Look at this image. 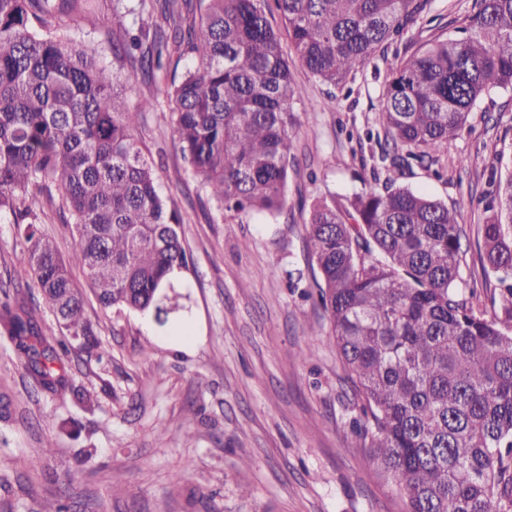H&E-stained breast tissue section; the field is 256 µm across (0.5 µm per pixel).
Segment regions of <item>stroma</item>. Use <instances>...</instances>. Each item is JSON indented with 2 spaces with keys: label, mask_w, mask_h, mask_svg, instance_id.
<instances>
[{
  "label": "stroma",
  "mask_w": 512,
  "mask_h": 512,
  "mask_svg": "<svg viewBox=\"0 0 512 512\" xmlns=\"http://www.w3.org/2000/svg\"><path fill=\"white\" fill-rule=\"evenodd\" d=\"M472 3L428 0L396 49L376 53L341 89L290 59L301 126L288 210L279 215L222 210L174 144L167 80L143 82L130 62L113 57L112 42L132 26L139 0H89L93 27L82 12L67 16L70 36L97 43L127 79L130 109L156 103L142 115L138 145L184 220L191 266L178 303L198 342L177 348L153 316L101 309L81 277L85 315L107 355H64L65 392L43 391L0 338V394L15 401L0 444V512H402L354 434L364 416L318 300L304 220L314 200L343 202L372 180L396 57L464 26ZM510 158L512 90H499L481 98L459 136L437 152L435 170L416 166L398 179L457 207L460 295L486 319L508 302L483 270L479 198L489 172ZM29 280L14 227L0 221V281ZM80 394L92 409L77 404ZM84 448L91 455L82 459ZM36 455L43 468L35 474L26 462Z\"/></svg>",
  "instance_id": "35a3bbf8"
}]
</instances>
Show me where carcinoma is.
I'll return each mask as SVG.
<instances>
[{
	"label": "carcinoma",
	"instance_id": "cac0c4a2",
	"mask_svg": "<svg viewBox=\"0 0 512 512\" xmlns=\"http://www.w3.org/2000/svg\"><path fill=\"white\" fill-rule=\"evenodd\" d=\"M265 0H140L124 56L151 81L163 59H189L167 96L184 158L226 211L287 204L298 91ZM296 59L345 86L414 23L426 0H276ZM77 0H0V217L65 339L45 335L36 305L0 289V335L50 393L61 354L106 351L85 317L73 268L104 310L171 308L163 292L189 269L183 220L135 138L137 113L91 41L55 23ZM467 35L435 38L392 71L380 123L387 171L429 167L477 101L512 89V0H473ZM159 12L164 24L157 23ZM46 192L73 238L69 259L21 206ZM482 225L488 268L512 291V169L490 177ZM458 211L398 186H368L340 205L315 201L305 222L320 300L356 397V431L404 512H512V307L476 315L459 295Z\"/></svg>",
	"mask_w": 512,
	"mask_h": 512
}]
</instances>
